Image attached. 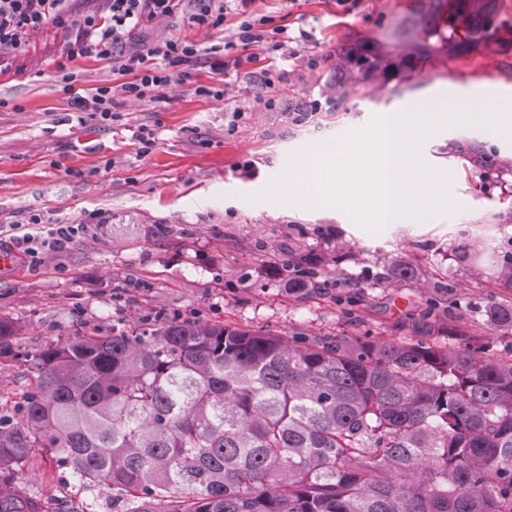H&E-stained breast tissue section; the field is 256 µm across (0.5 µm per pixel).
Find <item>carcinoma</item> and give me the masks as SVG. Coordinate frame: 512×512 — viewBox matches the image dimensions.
I'll return each mask as SVG.
<instances>
[{"instance_id": "obj_1", "label": "carcinoma", "mask_w": 512, "mask_h": 512, "mask_svg": "<svg viewBox=\"0 0 512 512\" xmlns=\"http://www.w3.org/2000/svg\"><path fill=\"white\" fill-rule=\"evenodd\" d=\"M512 288V252L482 256ZM288 287L345 288L289 254ZM403 260L378 285L413 281ZM150 320L48 342L18 413L0 407V512H42L17 477L33 450L120 512H512V350ZM485 324L512 331V303Z\"/></svg>"}]
</instances>
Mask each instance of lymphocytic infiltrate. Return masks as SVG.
Here are the masks:
<instances>
[{
	"instance_id": "obj_1",
	"label": "lymphocytic infiltrate",
	"mask_w": 512,
	"mask_h": 512,
	"mask_svg": "<svg viewBox=\"0 0 512 512\" xmlns=\"http://www.w3.org/2000/svg\"><path fill=\"white\" fill-rule=\"evenodd\" d=\"M67 0H0V47L25 52L28 35L44 24L75 29L79 38L67 54L96 57L111 62L112 72L120 76L118 84L101 85L92 91L75 89L73 75L66 63L58 64L63 90L74 111L88 112L103 121L112 120L116 97L143 101L158 99L164 89L184 82L196 61L195 43L170 38L158 43L138 39L143 27L162 17L176 15L182 0H103L106 17L67 10ZM252 0H195L188 17L191 25L205 29H223L228 16L239 24L223 43L209 49L214 73L229 75L243 63L257 61L262 49H279L287 28L273 25L271 17L254 16L248 8Z\"/></svg>"
}]
</instances>
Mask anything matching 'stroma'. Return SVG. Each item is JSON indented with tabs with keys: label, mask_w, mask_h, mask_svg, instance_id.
Listing matches in <instances>:
<instances>
[{
	"label": "stroma",
	"mask_w": 512,
	"mask_h": 512,
	"mask_svg": "<svg viewBox=\"0 0 512 512\" xmlns=\"http://www.w3.org/2000/svg\"><path fill=\"white\" fill-rule=\"evenodd\" d=\"M182 11L143 29L144 40L182 38L201 54L189 78L162 99H117L120 119L105 125L71 112L56 64L75 87L112 81L110 62L67 60L78 34L49 23L31 31L25 52L0 48V244L9 225L39 215L48 224H85L64 248L0 278V318L15 324L0 355V397L17 403L27 385L28 354L82 329L111 330L147 317L229 322L313 338L404 336L441 279L459 305L436 326L477 347L512 350V333L489 329V300L512 301L491 271L457 262L461 240L473 247L512 241V137L478 124L449 125L421 143L423 165L439 174L455 207L425 222L362 227L346 208H294L269 192L301 154L365 128L379 114L455 91L494 87L512 94V0H254V13L288 28L290 43L261 53L238 74L213 73L206 51L219 30L190 26ZM220 86L223 100L200 96ZM276 108H268V99ZM244 107L241 118L225 100ZM153 130L141 152L137 135ZM490 160L486 181L474 165ZM326 260L344 288L295 297L289 253ZM395 258L419 272L413 284L374 285ZM23 495L49 512H101L49 452H33L18 480Z\"/></svg>",
	"instance_id": "1"
}]
</instances>
